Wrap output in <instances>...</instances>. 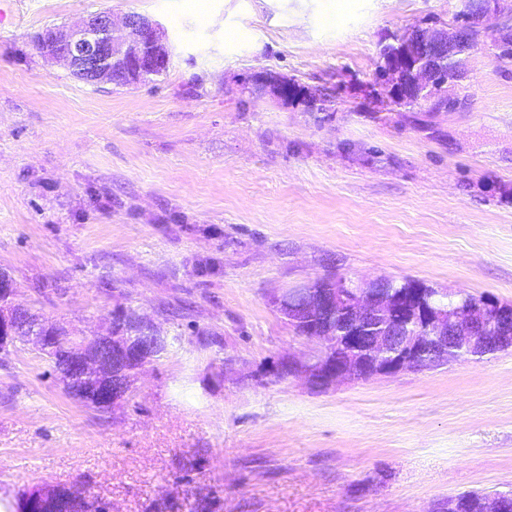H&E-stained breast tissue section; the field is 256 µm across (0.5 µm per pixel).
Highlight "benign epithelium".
<instances>
[{
    "label": "benign epithelium",
    "instance_id": "benign-epithelium-1",
    "mask_svg": "<svg viewBox=\"0 0 512 512\" xmlns=\"http://www.w3.org/2000/svg\"><path fill=\"white\" fill-rule=\"evenodd\" d=\"M503 13L501 0H485L484 9L475 19L476 28H489V21ZM119 31H138L148 36L152 49L145 50L141 44H120L114 38ZM412 45L421 56L415 70L416 82L426 92L437 85L432 76L441 69L448 57V38L456 43H466L462 28H430L410 33ZM164 31L156 21L137 14H127L115 19L110 11L89 15L81 22L57 29L47 34L44 55L70 70L78 79L92 84L109 80L108 65L115 56H120L127 74L142 79L157 74L168 56L163 44ZM384 278L376 277L357 282H340L332 292L333 302L346 303L356 317L382 318L388 314L397 298L383 292L372 298L367 289L379 288ZM305 296L315 303L312 284L291 288L270 298L276 309L288 307L297 297ZM24 305L15 301V283L12 277L0 273V343L12 345L17 324ZM138 322L147 329L148 335L136 339L106 332L76 342L69 336H51L42 319L26 326L25 341L37 346L51 361L55 372L72 396L80 399L86 395L82 385L99 381L101 397L96 400L99 407L108 409L132 391V381L124 379L125 370L112 362V349L121 345L134 355L142 352V342L159 347L165 337L148 319L140 317ZM512 325V307L484 305L474 306L467 324L448 317L436 309L423 311V323L403 330L385 324H375L366 329L361 348L343 359L333 357L338 346V330L328 326L317 336L309 337L315 344L314 355L305 360H288L284 373L298 378L313 388L323 389L349 384L360 376L368 378L390 377L404 371H416L419 364L415 356H425L430 366H442L452 361L480 358L493 352L501 344L512 339L508 326ZM508 493L485 494L480 506L482 512H500Z\"/></svg>",
    "mask_w": 512,
    "mask_h": 512
}]
</instances>
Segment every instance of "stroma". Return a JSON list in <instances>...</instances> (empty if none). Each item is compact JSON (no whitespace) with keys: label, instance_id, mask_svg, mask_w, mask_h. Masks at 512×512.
<instances>
[{"label":"stroma","instance_id":"1","mask_svg":"<svg viewBox=\"0 0 512 512\" xmlns=\"http://www.w3.org/2000/svg\"><path fill=\"white\" fill-rule=\"evenodd\" d=\"M461 0H12L0 25V270L75 339L131 310L167 336L100 412L46 356L0 352V504L86 487L112 512H446L512 490V349L317 391L270 297L418 279L512 304V74L462 57L419 115L375 83L392 35ZM98 11L159 22L156 82L92 86L37 37ZM331 88L326 112L249 89Z\"/></svg>","mask_w":512,"mask_h":512}]
</instances>
